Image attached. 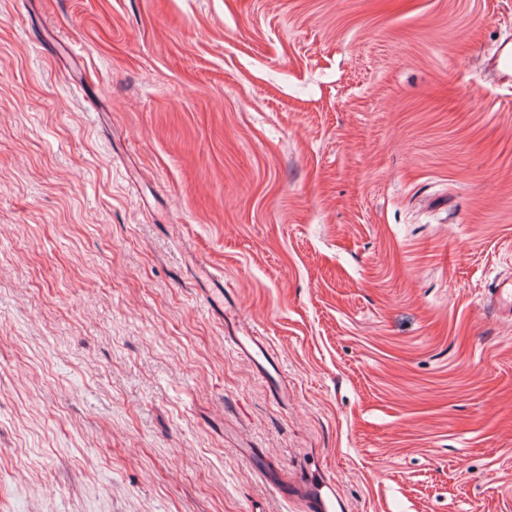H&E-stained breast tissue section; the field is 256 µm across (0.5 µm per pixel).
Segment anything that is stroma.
I'll use <instances>...</instances> for the list:
<instances>
[{
	"label": "stroma",
	"mask_w": 512,
	"mask_h": 512,
	"mask_svg": "<svg viewBox=\"0 0 512 512\" xmlns=\"http://www.w3.org/2000/svg\"><path fill=\"white\" fill-rule=\"evenodd\" d=\"M505 42L512 0H0V512H305L245 448L512 512ZM235 348L252 361L256 369L266 378L268 387L275 392L285 387L282 383L280 370L275 357L267 344L257 336H225Z\"/></svg>",
	"instance_id": "obj_1"
}]
</instances>
